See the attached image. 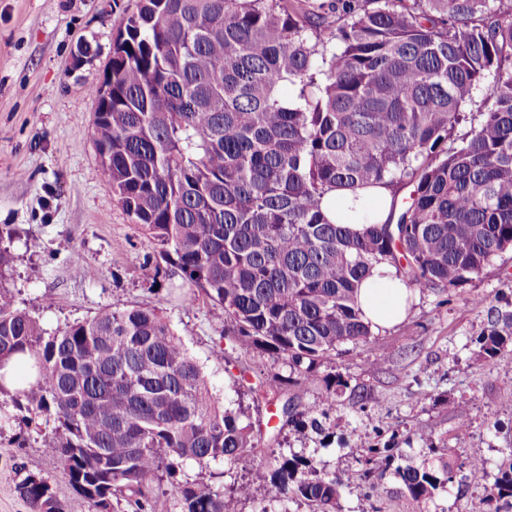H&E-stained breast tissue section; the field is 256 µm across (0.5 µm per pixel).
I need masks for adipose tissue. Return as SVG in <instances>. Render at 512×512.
<instances>
[{"label":"adipose tissue","instance_id":"ef3b65f1","mask_svg":"<svg viewBox=\"0 0 512 512\" xmlns=\"http://www.w3.org/2000/svg\"><path fill=\"white\" fill-rule=\"evenodd\" d=\"M391 203L389 190L374 186L330 192L325 196L322 208L332 221L359 233L369 225L383 223L388 217ZM358 301L365 322L375 329L384 328L406 317L412 291L392 266L382 263L373 269L364 282Z\"/></svg>","mask_w":512,"mask_h":512}]
</instances>
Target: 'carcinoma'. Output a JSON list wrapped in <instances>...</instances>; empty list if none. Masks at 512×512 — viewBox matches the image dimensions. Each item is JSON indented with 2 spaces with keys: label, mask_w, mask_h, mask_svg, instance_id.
Returning a JSON list of instances; mask_svg holds the SVG:
<instances>
[{
  "label": "carcinoma",
  "mask_w": 512,
  "mask_h": 512,
  "mask_svg": "<svg viewBox=\"0 0 512 512\" xmlns=\"http://www.w3.org/2000/svg\"><path fill=\"white\" fill-rule=\"evenodd\" d=\"M483 88L485 109L466 115ZM93 135L107 187L158 246L154 278L178 270L240 355L276 354L288 381L313 384L339 347L372 336L357 295L376 265L446 290L512 250V3L136 0L113 36L112 111L94 113ZM370 185L392 193L384 223L352 233L327 218L325 194ZM17 238L0 227L1 272ZM476 342L490 360L512 349L511 303L486 307ZM19 354L36 375L0 395L53 423L40 447L89 512H156L165 482L176 512H236L258 489L271 504L341 512L346 488L388 472L419 506L454 482L447 449L429 448L426 467L399 464L390 445L356 449L362 468L347 473L268 448L229 493L179 479L188 461L254 452L262 430L220 404L153 308L105 307L49 333L0 287V367ZM282 385L272 375L250 390ZM341 387L325 378L320 397L281 413L315 424ZM462 479L490 504L512 500V465L493 476L472 457ZM17 491L30 512H69L39 473Z\"/></svg>",
  "instance_id": "1"
}]
</instances>
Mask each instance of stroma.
<instances>
[{
	"label": "stroma",
	"mask_w": 512,
	"mask_h": 512,
	"mask_svg": "<svg viewBox=\"0 0 512 512\" xmlns=\"http://www.w3.org/2000/svg\"><path fill=\"white\" fill-rule=\"evenodd\" d=\"M135 0H0V225L20 228L14 262L0 282L47 331L93 316L105 307L157 309L202 366L210 389L243 421L263 422V447L313 455L329 471L357 468L356 449L385 442L402 460L433 458L413 429L427 427L435 447L454 465L487 459L491 472L512 462V352L488 361L476 337L485 315L472 300L512 301V253H505L472 282L445 292H415L406 318L374 331L369 341L339 347L320 368L349 390L319 427L297 428L276 419L284 401L304 405L317 388L289 386L278 398L254 400L250 384L276 373L288 376L283 358L255 355L215 363L222 325L211 320L204 297L189 300L180 272L152 283L154 241L133 223L107 187L93 139L91 86L109 70L112 39ZM91 47L81 57L83 47ZM37 240L38 251L24 242ZM380 361L376 374L369 362ZM368 395L365 407L348 393ZM469 426L459 431L456 407ZM260 454L202 468L183 476L224 485L259 469ZM49 477L70 512H88L57 459L37 444L34 422L12 417L0 426V512H28L16 485L26 471ZM342 512H414L393 477L377 488L346 489ZM482 488L452 483L426 502L423 512H488Z\"/></svg>",
	"instance_id": "35a3bbf8"
}]
</instances>
